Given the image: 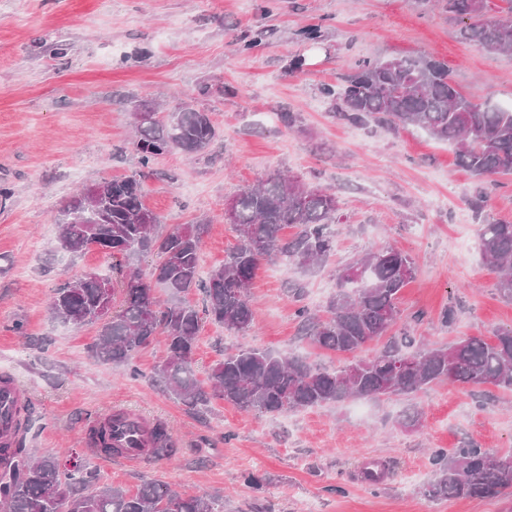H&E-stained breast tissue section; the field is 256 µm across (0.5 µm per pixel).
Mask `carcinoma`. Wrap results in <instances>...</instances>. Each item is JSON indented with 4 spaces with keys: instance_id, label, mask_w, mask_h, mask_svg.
<instances>
[{
    "instance_id": "cac0c4a2",
    "label": "carcinoma",
    "mask_w": 512,
    "mask_h": 512,
    "mask_svg": "<svg viewBox=\"0 0 512 512\" xmlns=\"http://www.w3.org/2000/svg\"><path fill=\"white\" fill-rule=\"evenodd\" d=\"M489 15L488 0H442V8L461 23V37L488 55L512 51V0ZM322 96L336 112L333 117L359 127L398 131L409 126L431 138L456 146V159L476 185L466 204L480 217L498 186L497 177L512 174V106L491 100L474 107L455 87L448 66L423 55L361 61L347 72L340 87L324 84ZM131 141L143 171L112 178L71 196L60 209L59 248L83 253L92 241L109 258L121 257L117 280L87 273L56 289L50 303L54 320L63 324H95L98 336L92 352L99 362L136 378L134 355L158 341L165 356L154 367V382L190 411L205 410L221 399L245 412L277 416L351 399L378 402L406 396L448 382L468 395L493 386L512 390V328L489 342L468 337L436 348H416L408 334L389 337L373 357L354 359L329 368L308 357L241 348L224 354L208 374L196 375L195 350L203 318L227 330L248 331L255 314L247 288L262 261L287 262L311 276L329 261L335 249L339 201L322 188L304 186L279 171L238 191L224 218L238 237L236 247L207 279L199 275L200 244L207 224H182L162 235L158 216L144 202L143 179L157 156L170 149L204 153L216 136L208 113L190 104L159 115L153 102H141L131 112ZM293 225L294 236L282 230ZM480 249L498 274L500 296L512 301V222L483 220ZM157 256L155 280L166 292L160 300L143 279L136 263ZM416 270L412 256L392 247L371 251L336 273V290L319 315L302 307L296 315L302 335L312 344L336 353L353 354L386 335L395 325L402 289ZM201 290L205 305L198 309L189 295ZM122 301L114 307L115 292ZM31 417L25 411L11 448L0 447V502L7 512H216L221 494L183 496L145 479L136 492L101 483L90 471L62 467L52 454L28 457L24 434ZM396 424L405 431L421 425L415 407L403 409ZM157 455L177 452L164 423L154 428ZM96 447L117 455L105 429L92 433ZM434 475L423 486L433 499L489 498L512 489V453L493 456L470 443L450 454L432 453Z\"/></svg>"
}]
</instances>
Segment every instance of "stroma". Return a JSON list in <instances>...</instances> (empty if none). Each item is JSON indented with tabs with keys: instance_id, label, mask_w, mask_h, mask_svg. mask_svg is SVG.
<instances>
[{
	"instance_id": "1",
	"label": "stroma",
	"mask_w": 512,
	"mask_h": 512,
	"mask_svg": "<svg viewBox=\"0 0 512 512\" xmlns=\"http://www.w3.org/2000/svg\"><path fill=\"white\" fill-rule=\"evenodd\" d=\"M316 25L319 43L301 36ZM270 32L242 50V39ZM425 55L447 64L459 92L512 105V52L490 56L460 36V24L431 0H0V375L26 389L33 409L27 447L66 461L79 456L102 481L136 491L150 478L196 495L220 490L221 512H512V493L494 499L432 500L431 453L474 442L512 452V391L488 388L479 406L442 383L412 400L424 412L405 432L400 399L349 401L257 417L224 401L196 415L151 382L164 351L137 352L138 378L98 363L93 325H63L49 299L64 280L108 274L95 250L58 248L61 203L103 179L140 168L131 146L136 100L167 107L192 101L217 136L201 155L174 150L154 163L144 202L160 231L205 221L200 274L223 264L237 236L224 204L272 171L336 192V251L310 277L262 262L250 295L256 323L246 332L203 320L195 351L199 379L225 352L261 347L299 352L328 367L344 363L299 334L296 311L322 313L336 271L365 252L392 246L416 261L399 300V326L420 346L470 336L494 340L512 327V301L496 290L479 224L465 203L474 180L453 145L417 128L366 130L334 119L321 84L338 83L363 59ZM209 94H199L200 85ZM299 120L285 129L279 115ZM304 287L302 297L287 293ZM455 306L444 327L440 313ZM26 332L18 334L16 323ZM121 407L165 423L177 453L129 469L92 455L90 431ZM266 479L262 492L242 480Z\"/></svg>"
}]
</instances>
